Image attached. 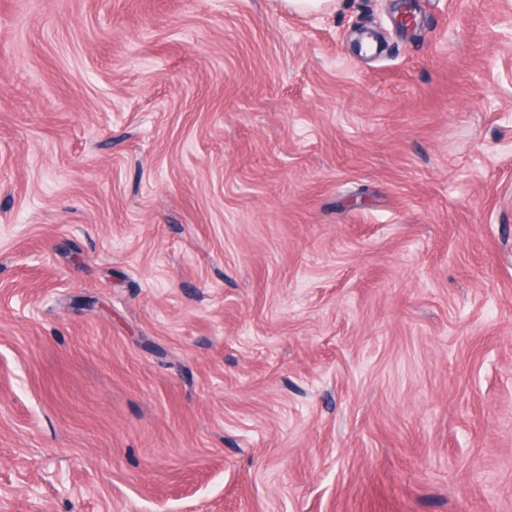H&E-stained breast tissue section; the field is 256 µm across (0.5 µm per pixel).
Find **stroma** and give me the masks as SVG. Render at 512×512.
<instances>
[{
  "label": "stroma",
  "mask_w": 512,
  "mask_h": 512,
  "mask_svg": "<svg viewBox=\"0 0 512 512\" xmlns=\"http://www.w3.org/2000/svg\"><path fill=\"white\" fill-rule=\"evenodd\" d=\"M0 0V512H512V0Z\"/></svg>",
  "instance_id": "1"
}]
</instances>
